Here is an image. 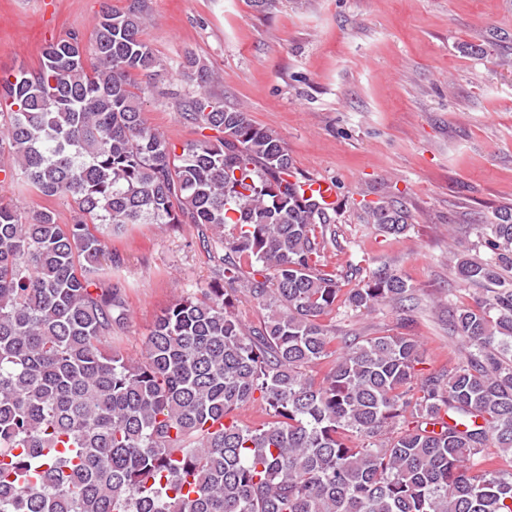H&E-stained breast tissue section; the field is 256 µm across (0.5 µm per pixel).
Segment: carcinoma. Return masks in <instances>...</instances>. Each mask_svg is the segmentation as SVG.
<instances>
[{
	"instance_id": "obj_1",
	"label": "carcinoma",
	"mask_w": 512,
	"mask_h": 512,
	"mask_svg": "<svg viewBox=\"0 0 512 512\" xmlns=\"http://www.w3.org/2000/svg\"><path fill=\"white\" fill-rule=\"evenodd\" d=\"M149 22L147 0L107 6L91 48L73 33L0 76V184L73 210L0 202V512H512V472L486 453L512 456V216L482 225L487 258H456L490 286L448 319L464 360L420 377L415 336L347 341L336 310L401 306L413 286L384 266L345 288L323 268L335 209L288 180L287 146L248 113L202 91L182 101L195 138L151 128L134 81L163 71ZM369 220L408 228L385 202ZM136 224L193 225L216 268L134 358L112 342L126 288L100 267ZM256 400L266 419L240 423Z\"/></svg>"
}]
</instances>
